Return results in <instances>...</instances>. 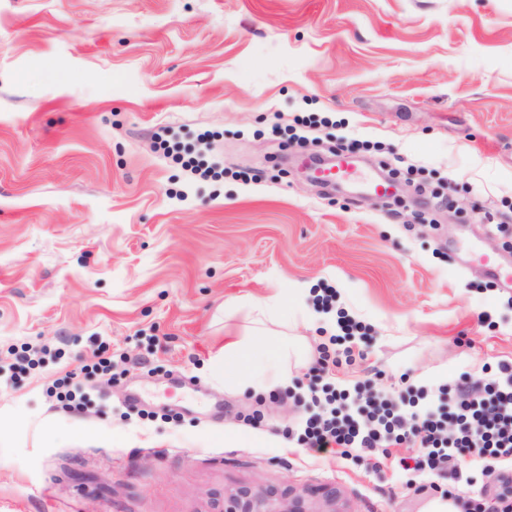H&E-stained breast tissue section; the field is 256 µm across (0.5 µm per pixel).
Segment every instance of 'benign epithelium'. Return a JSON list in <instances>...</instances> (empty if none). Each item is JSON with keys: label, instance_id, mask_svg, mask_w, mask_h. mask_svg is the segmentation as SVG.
Returning <instances> with one entry per match:
<instances>
[{"label": "benign epithelium", "instance_id": "7a95c632", "mask_svg": "<svg viewBox=\"0 0 512 512\" xmlns=\"http://www.w3.org/2000/svg\"><path fill=\"white\" fill-rule=\"evenodd\" d=\"M224 512H354L340 502L336 492L313 491L300 494L288 491V499L274 500L260 489L231 494L224 501Z\"/></svg>", "mask_w": 512, "mask_h": 512}]
</instances>
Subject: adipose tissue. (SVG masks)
Here are the masks:
<instances>
[{
  "instance_id": "ef3b65f1",
  "label": "adipose tissue",
  "mask_w": 512,
  "mask_h": 512,
  "mask_svg": "<svg viewBox=\"0 0 512 512\" xmlns=\"http://www.w3.org/2000/svg\"><path fill=\"white\" fill-rule=\"evenodd\" d=\"M293 355L288 344L270 346L258 337H244L225 345L223 355L214 357L209 369L223 378L225 387L261 393L288 385Z\"/></svg>"
}]
</instances>
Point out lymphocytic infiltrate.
I'll list each match as a JSON object with an SVG mask.
<instances>
[{"mask_svg": "<svg viewBox=\"0 0 512 512\" xmlns=\"http://www.w3.org/2000/svg\"><path fill=\"white\" fill-rule=\"evenodd\" d=\"M498 380L472 386L458 382L439 388L436 399L417 391L423 404L404 410L390 393L371 392L358 398L356 414L343 413V393L325 398L326 406L305 423L303 445L319 451L335 450L380 467L395 459L406 471L433 472L447 467L459 479L461 461L481 460L498 466L501 489L512 486V364L499 367ZM411 448L408 456H394V448Z\"/></svg>", "mask_w": 512, "mask_h": 512, "instance_id": "f902f5d3", "label": "lymphocytic infiltrate"}]
</instances>
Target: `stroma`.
Instances as JSON below:
<instances>
[{
    "label": "stroma",
    "mask_w": 512,
    "mask_h": 512,
    "mask_svg": "<svg viewBox=\"0 0 512 512\" xmlns=\"http://www.w3.org/2000/svg\"><path fill=\"white\" fill-rule=\"evenodd\" d=\"M338 150L395 194L312 182ZM502 224L512 0H0V512H222L240 487L494 504L497 473L377 471L297 433L315 385L435 391L512 363V288L478 260L512 272ZM306 282L363 338L271 323L315 362L225 388L208 363L246 333L239 303L300 313ZM102 359L110 381L82 375Z\"/></svg>",
    "instance_id": "stroma-1"
}]
</instances>
